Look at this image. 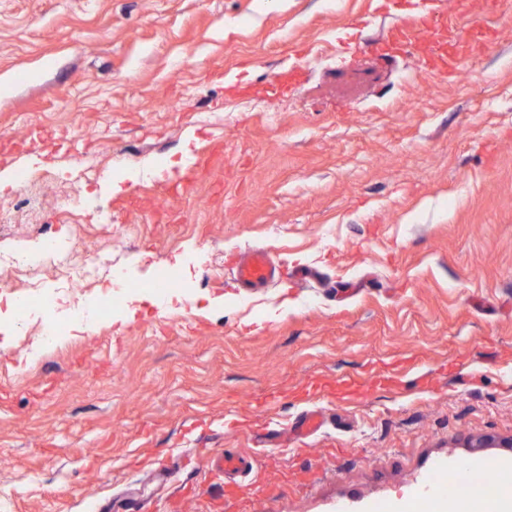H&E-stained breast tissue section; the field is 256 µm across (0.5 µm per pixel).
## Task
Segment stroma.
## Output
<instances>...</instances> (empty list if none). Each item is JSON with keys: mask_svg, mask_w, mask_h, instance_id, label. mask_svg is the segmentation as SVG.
Returning a JSON list of instances; mask_svg holds the SVG:
<instances>
[{"mask_svg": "<svg viewBox=\"0 0 512 512\" xmlns=\"http://www.w3.org/2000/svg\"><path fill=\"white\" fill-rule=\"evenodd\" d=\"M484 2L448 78L371 48L429 0H0V170L38 174L0 192V250L105 246L137 286L49 348L0 318L13 512H419L441 462L512 481V15ZM254 249L306 280L236 287ZM225 451L277 492L227 500Z\"/></svg>", "mask_w": 512, "mask_h": 512, "instance_id": "obj_1", "label": "stroma"}]
</instances>
